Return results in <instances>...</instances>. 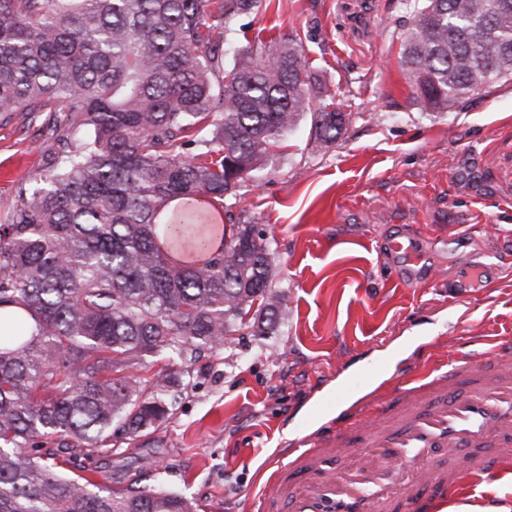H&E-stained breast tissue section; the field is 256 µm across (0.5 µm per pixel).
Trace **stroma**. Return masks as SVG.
Returning <instances> with one entry per match:
<instances>
[{"instance_id": "stroma-1", "label": "stroma", "mask_w": 512, "mask_h": 512, "mask_svg": "<svg viewBox=\"0 0 512 512\" xmlns=\"http://www.w3.org/2000/svg\"><path fill=\"white\" fill-rule=\"evenodd\" d=\"M412 2L264 0L231 22L237 48L296 34L314 103L334 98L346 123L328 147L303 116L224 202V217L273 240L276 330L202 351L170 415L120 439L98 480L247 512L289 434L370 365L392 373L512 336V85L420 111L401 62ZM53 118L0 125V161L23 160L0 199L42 173ZM400 229L424 256L412 284L388 248Z\"/></svg>"}]
</instances>
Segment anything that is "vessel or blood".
I'll use <instances>...</instances> for the list:
<instances>
[{"label": "vessel or blood", "mask_w": 512, "mask_h": 512, "mask_svg": "<svg viewBox=\"0 0 512 512\" xmlns=\"http://www.w3.org/2000/svg\"><path fill=\"white\" fill-rule=\"evenodd\" d=\"M405 266L423 262L410 238L388 244ZM512 461V339L412 364L300 430L281 451L252 512H440L463 475L482 488Z\"/></svg>", "instance_id": "1"}]
</instances>
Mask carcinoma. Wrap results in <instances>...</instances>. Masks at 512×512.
<instances>
[{
  "instance_id": "obj_1",
  "label": "carcinoma",
  "mask_w": 512,
  "mask_h": 512,
  "mask_svg": "<svg viewBox=\"0 0 512 512\" xmlns=\"http://www.w3.org/2000/svg\"><path fill=\"white\" fill-rule=\"evenodd\" d=\"M262 0H0V123L66 97L76 144L0 201V512H198L163 484L89 479L163 420L181 365L244 327L275 329L271 242L231 224L187 264L161 241L174 203L212 206L310 112L294 35L226 64L224 30ZM490 16L489 27L473 22ZM402 63L425 112L512 81V0H419ZM332 145L343 113L311 112Z\"/></svg>"
}]
</instances>
